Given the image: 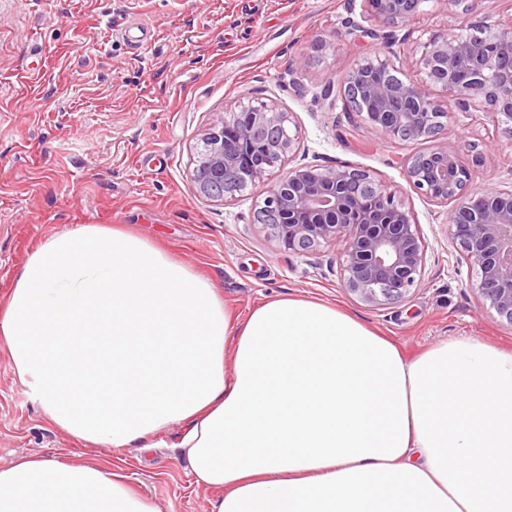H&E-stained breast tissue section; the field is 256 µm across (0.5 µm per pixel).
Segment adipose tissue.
<instances>
[{"label":"adipose tissue","instance_id":"1","mask_svg":"<svg viewBox=\"0 0 512 512\" xmlns=\"http://www.w3.org/2000/svg\"><path fill=\"white\" fill-rule=\"evenodd\" d=\"M8 367L76 443L176 445L213 512H512V353L474 337L414 358L353 316L273 298L238 321L149 240L87 224L27 259ZM0 512H159L122 466L24 455Z\"/></svg>","mask_w":512,"mask_h":512}]
</instances>
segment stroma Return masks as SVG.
<instances>
[{"mask_svg": "<svg viewBox=\"0 0 512 512\" xmlns=\"http://www.w3.org/2000/svg\"><path fill=\"white\" fill-rule=\"evenodd\" d=\"M365 9V0H0V300L46 238L102 224L206 275L241 318L268 298L316 299L409 357L456 337L512 351V326L483 307L447 205L406 183L405 163L432 142L382 138L343 106V76L380 48ZM487 16L511 19L512 0H481L466 20L448 0H423L397 29L394 64L435 35L469 36ZM300 56L307 65L293 67ZM261 104L287 113L293 163L348 166L404 192L425 268L403 301L373 307L344 290L333 248H277L254 222L259 190L226 201L194 194L190 177L214 116ZM441 105L472 187L512 190V138L488 113ZM182 431L170 426L147 452L77 444L27 398L0 346L2 465L31 454L119 460L160 512H212V493L174 453Z\"/></svg>", "mask_w": 512, "mask_h": 512, "instance_id": "obj_1", "label": "stroma"}]
</instances>
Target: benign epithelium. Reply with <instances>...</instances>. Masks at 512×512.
Here are the masks:
<instances>
[{"label": "benign epithelium", "mask_w": 512, "mask_h": 512, "mask_svg": "<svg viewBox=\"0 0 512 512\" xmlns=\"http://www.w3.org/2000/svg\"><path fill=\"white\" fill-rule=\"evenodd\" d=\"M366 2L369 17L387 25L409 21L418 9L417 0ZM482 26L488 41L437 35L411 65L376 55L346 75L343 83L362 103L371 129L388 139L442 140L449 113L434 96L438 91L462 112L490 113L512 137V64L501 65L496 51L498 44L512 45V21L487 18ZM285 122L286 113L264 105L217 115L191 174L195 193L223 200L263 187L259 212L267 220L258 224L279 248L304 254L332 246L348 292L371 306L403 300L424 266L410 205L357 169L297 164L270 178L295 151ZM405 179L428 199L449 205L452 239L479 269L475 290L512 325V191L470 189L469 169L446 145L413 157Z\"/></svg>", "instance_id": "obj_1"}]
</instances>
